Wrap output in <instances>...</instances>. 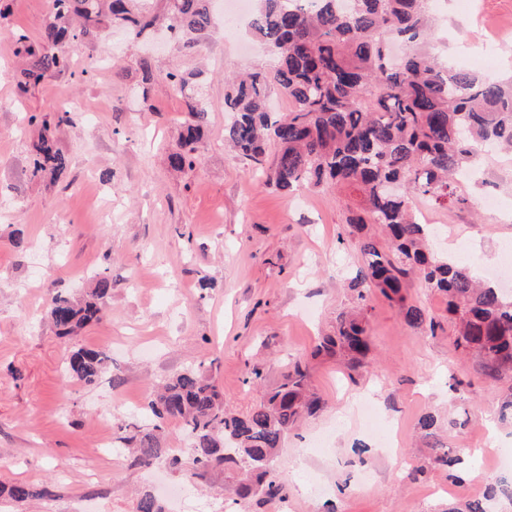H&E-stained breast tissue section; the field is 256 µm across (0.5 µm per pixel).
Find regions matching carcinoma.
<instances>
[{"instance_id": "cac0c4a2", "label": "carcinoma", "mask_w": 512, "mask_h": 512, "mask_svg": "<svg viewBox=\"0 0 512 512\" xmlns=\"http://www.w3.org/2000/svg\"><path fill=\"white\" fill-rule=\"evenodd\" d=\"M165 4L168 30L184 49H194L213 27L211 0ZM114 19L130 23L139 38L157 17L137 0H53V21L38 46L25 33H13L18 50L31 57L16 76L19 89L26 92L47 75L70 70L71 58L60 47L81 45ZM431 25L427 0H257L250 27L276 63L226 82L225 111L232 118L224 125V141L262 171L267 144L275 143L278 151L267 170L280 189L334 184L360 199L359 210L346 218L361 255L349 284L353 302L337 315L333 333L322 338L313 356L341 359L352 370L362 367L370 350L365 301L371 288L397 304L407 324L427 322L435 330L434 318L405 304L403 290L414 276L446 297L455 348L481 357L487 375L496 379L512 372V300L482 282L471 267L431 254L426 225L415 219L411 204L417 196L436 205L469 204L461 192L465 168L483 148L512 149V76L442 67L428 42ZM385 33L410 43L396 64L384 45ZM272 87L292 102L285 117L268 108ZM188 115L180 150L170 156L177 168L197 159L207 109L194 99ZM77 116L59 109L29 116L43 128L32 176L61 177L67 163L53 130L75 124ZM371 226L386 233L388 248L368 232ZM110 288L103 271L84 297H55L48 316L58 336L71 337L100 319ZM107 361L108 355L94 348H79L67 358L73 376L86 385L99 380ZM320 407L306 361L289 367L281 382L243 414L228 412L217 386L189 367L148 399L147 423L135 427L126 441L142 466L176 467L185 453L192 458L193 477L232 464L240 472L241 496L283 498L286 489L273 476L275 451L303 415ZM171 420L180 422L188 447L164 446L165 424ZM432 447L436 463L450 468L461 462L454 450L436 442ZM3 493L17 503L39 495L26 483L0 486ZM501 499L512 503V486L503 481L467 501L465 512H497ZM137 512H164V507L145 492Z\"/></svg>"}]
</instances>
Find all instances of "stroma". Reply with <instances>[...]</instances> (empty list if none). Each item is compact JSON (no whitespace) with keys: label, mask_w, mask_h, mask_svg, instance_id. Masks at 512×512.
Returning a JSON list of instances; mask_svg holds the SVG:
<instances>
[{"label":"stroma","mask_w":512,"mask_h":512,"mask_svg":"<svg viewBox=\"0 0 512 512\" xmlns=\"http://www.w3.org/2000/svg\"><path fill=\"white\" fill-rule=\"evenodd\" d=\"M433 48L441 63L481 69L487 21L512 17V0H436ZM52 0H0V482H24L41 497L0 499V512H136L143 490L164 493L166 512H447L474 471L485 484L512 479L494 467L512 449V416L501 418L512 381L489 380L479 361L454 346L445 297L419 281L405 290L436 330L408 325L379 291L367 298L371 351L349 376L336 360L312 358L338 313L350 306L349 279L361 263L344 236L354 197L333 188L293 192L224 144L226 77L273 65L216 20L193 52L152 28L133 39L116 20L94 40L69 48L72 68L19 94L14 77L29 62L12 35L39 43ZM189 76L184 93L145 83L144 70ZM199 97L208 122L193 167L178 169L187 105ZM79 104L83 121L61 126L68 165L59 180L30 175L40 127L30 115L59 99ZM469 207L432 206L446 230L433 249L479 269L512 246V154L488 152L465 182ZM496 198L489 212L479 202ZM108 271L102 318L67 342L46 316L54 295L92 288ZM105 350L95 385L66 369L70 345ZM311 360L322 409L288 432L274 464L288 496L270 500L225 492L218 467L188 478L164 464L135 463L123 443L141 422L152 388L187 367L219 386L225 407L246 412L275 387L291 361ZM260 367L259 385L246 381ZM376 409L399 454L360 429L351 410ZM443 420L439 440L461 449L457 478L435 464L418 420Z\"/></svg>","instance_id":"35a3bbf8"}]
</instances>
